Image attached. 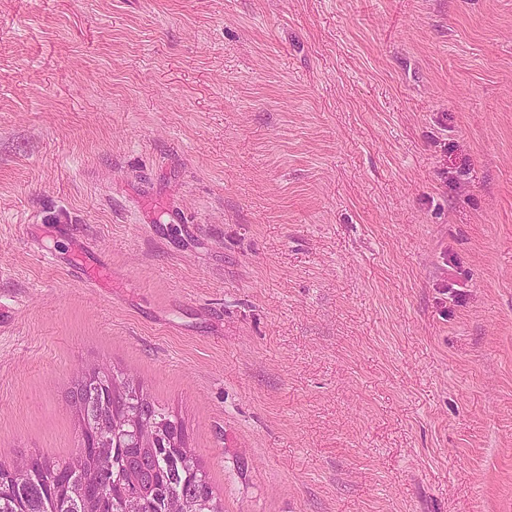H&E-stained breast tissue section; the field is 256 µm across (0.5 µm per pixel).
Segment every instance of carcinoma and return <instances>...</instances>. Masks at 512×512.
<instances>
[{"label":"carcinoma","instance_id":"1","mask_svg":"<svg viewBox=\"0 0 512 512\" xmlns=\"http://www.w3.org/2000/svg\"><path fill=\"white\" fill-rule=\"evenodd\" d=\"M117 377L102 365L73 380L79 433L69 457L32 454L24 475L0 463V512H168L174 498L182 512H223L182 421L139 380L118 390ZM142 419L163 429L149 444L134 439ZM98 457L112 458V472L96 487Z\"/></svg>","mask_w":512,"mask_h":512}]
</instances>
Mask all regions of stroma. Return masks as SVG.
<instances>
[{
    "mask_svg": "<svg viewBox=\"0 0 512 512\" xmlns=\"http://www.w3.org/2000/svg\"><path fill=\"white\" fill-rule=\"evenodd\" d=\"M0 296V462L104 364L224 512H512V0H0ZM53 228L68 232L73 243L70 269L74 276L86 283L99 286L112 278V265L105 260L89 261L93 245L72 224H56Z\"/></svg>",
    "mask_w": 512,
    "mask_h": 512,
    "instance_id": "1",
    "label": "stroma"
}]
</instances>
